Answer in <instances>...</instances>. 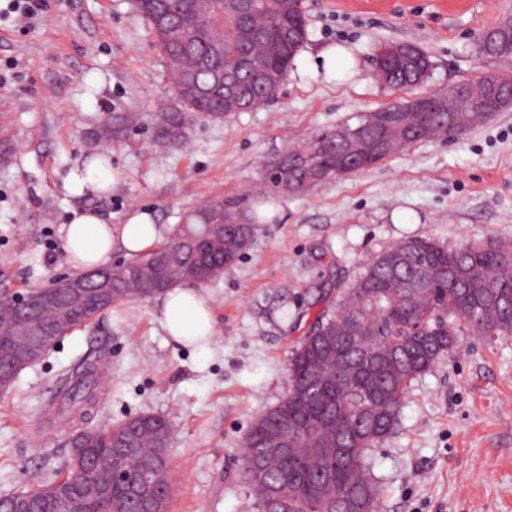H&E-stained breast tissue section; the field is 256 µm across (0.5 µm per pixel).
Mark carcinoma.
I'll return each mask as SVG.
<instances>
[{
	"instance_id": "obj_1",
	"label": "carcinoma",
	"mask_w": 512,
	"mask_h": 512,
	"mask_svg": "<svg viewBox=\"0 0 512 512\" xmlns=\"http://www.w3.org/2000/svg\"><path fill=\"white\" fill-rule=\"evenodd\" d=\"M214 0H136L135 13L153 33L167 64L177 106L165 103L152 114L154 145L179 147L192 121L221 123L236 112L263 106L284 83L307 41L301 0H254L249 13L212 16ZM291 32L292 43L283 42ZM488 57L512 56V32L489 29L478 37ZM408 67L390 74L388 86H418ZM475 96L500 91L481 75L470 81ZM434 97L410 113L408 136L436 126ZM103 142L121 139L140 125L136 112L109 117ZM338 131L322 133L280 154L262 183L263 203L272 194L299 192L324 176L337 178ZM246 198H212L189 212L164 241L112 272V303L162 292L174 283L189 284L195 272L209 269V280L224 274L253 245L254 222ZM93 271L79 274L87 293L77 306L62 294L73 324L89 322L105 308L98 304ZM470 329L487 338L512 336V246L466 241L454 248L429 237L395 244L368 261L364 271L336 300V309L318 313L293 349L285 396L253 422L244 449H267L262 478L245 474L257 509L266 490L276 491L272 512H376L381 485L369 452L389 438L412 383L459 348ZM97 368L79 367L56 401L58 419L86 423L96 403ZM168 421L145 413L98 431L75 462H101L119 444L130 457L156 474L155 492L169 508L164 486L166 457L158 455ZM292 448L282 456L276 444ZM63 481H43L33 495L46 497V512H136L133 486L111 484L98 469L80 499L65 503L51 497Z\"/></svg>"
}]
</instances>
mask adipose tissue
<instances>
[{"label":"adipose tissue","mask_w":512,"mask_h":512,"mask_svg":"<svg viewBox=\"0 0 512 512\" xmlns=\"http://www.w3.org/2000/svg\"><path fill=\"white\" fill-rule=\"evenodd\" d=\"M116 183L110 162L94 158L75 168L67 177L65 188L80 197L89 192L111 193ZM64 248L70 263L78 269L105 266L113 248H121L128 256L139 255L163 237L162 227L152 212L137 210L124 224L112 226L102 213L80 209L69 224L61 228ZM160 323L177 344L207 347L215 334L213 309L201 292L190 286L171 288L159 298Z\"/></svg>","instance_id":"ef3b65f1"}]
</instances>
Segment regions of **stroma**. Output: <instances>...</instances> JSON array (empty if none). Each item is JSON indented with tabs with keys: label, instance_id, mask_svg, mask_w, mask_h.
<instances>
[{
	"label": "stroma",
	"instance_id": "35a3bbf8",
	"mask_svg": "<svg viewBox=\"0 0 512 512\" xmlns=\"http://www.w3.org/2000/svg\"><path fill=\"white\" fill-rule=\"evenodd\" d=\"M307 41L270 102L221 123L197 121L182 147L156 148L149 127L104 144L117 183L110 195L72 200L69 173L94 149L87 131L108 113L150 117L172 100L167 67L131 0H47L28 24L0 0V288L21 291L72 272L60 233L87 205L112 223L132 208L178 224L202 201L247 196L279 153L360 113L439 92L494 72L511 58L477 52L479 32L512 16V0H303ZM407 41L429 57L426 80L387 88L372 56ZM336 45L353 66L329 83L310 65ZM259 212L253 247L202 285L216 336L207 349L165 335L159 302L124 301L72 328L0 394V494L34 489L64 470L68 429L53 404L69 372H104L88 421L110 426L139 413L164 416L170 512H256L243 481L244 440L282 398L292 347L339 286L411 237L444 245L512 244V106L443 139L415 143L369 169ZM464 352L413 383L396 432L373 448L378 512H512V337L466 333Z\"/></svg>",
	"mask_w": 512,
	"mask_h": 512
}]
</instances>
